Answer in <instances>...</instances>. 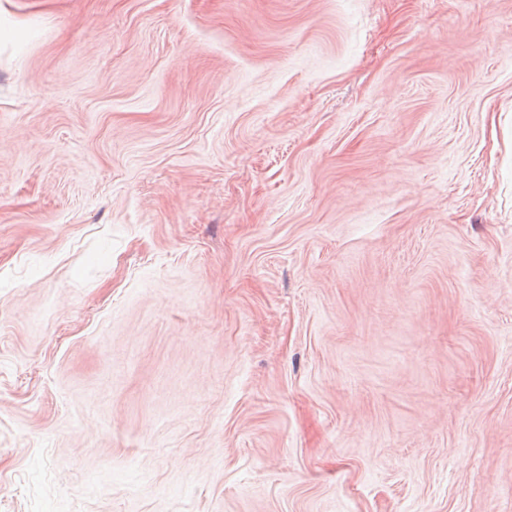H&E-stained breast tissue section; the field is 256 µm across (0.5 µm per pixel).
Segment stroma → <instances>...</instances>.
Segmentation results:
<instances>
[{
    "label": "stroma",
    "mask_w": 512,
    "mask_h": 512,
    "mask_svg": "<svg viewBox=\"0 0 512 512\" xmlns=\"http://www.w3.org/2000/svg\"><path fill=\"white\" fill-rule=\"evenodd\" d=\"M0 512H512V0H0Z\"/></svg>",
    "instance_id": "1"
}]
</instances>
